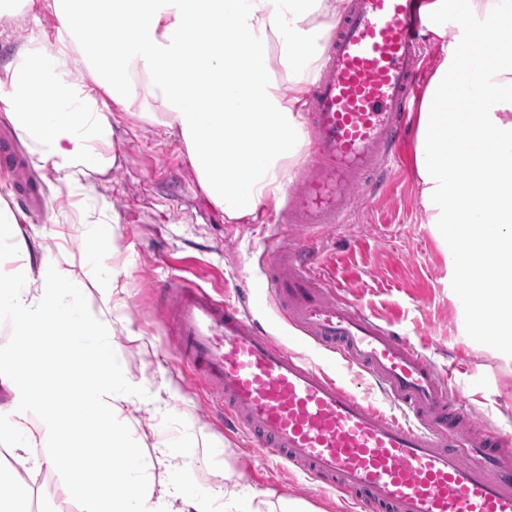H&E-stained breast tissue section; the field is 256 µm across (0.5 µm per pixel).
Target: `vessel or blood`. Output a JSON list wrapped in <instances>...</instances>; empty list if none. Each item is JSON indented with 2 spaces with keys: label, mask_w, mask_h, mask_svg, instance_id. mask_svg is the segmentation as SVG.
Masks as SVG:
<instances>
[{
  "label": "vessel or blood",
  "mask_w": 512,
  "mask_h": 512,
  "mask_svg": "<svg viewBox=\"0 0 512 512\" xmlns=\"http://www.w3.org/2000/svg\"><path fill=\"white\" fill-rule=\"evenodd\" d=\"M429 0H350L308 103L310 149L264 252L262 288L289 324L374 381L388 413L238 306L167 283L179 356L203 364L224 417L259 450L359 512H512V448L449 377L318 272L344 223L400 152Z\"/></svg>",
  "instance_id": "obj_1"
}]
</instances>
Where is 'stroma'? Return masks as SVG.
I'll list each match as a JSON object with an SVG mask.
<instances>
[{"label": "stroma", "instance_id": "obj_1", "mask_svg": "<svg viewBox=\"0 0 512 512\" xmlns=\"http://www.w3.org/2000/svg\"><path fill=\"white\" fill-rule=\"evenodd\" d=\"M57 21L47 11L17 20L0 17V65L15 44H51ZM117 157L107 180H91L75 198L55 200L0 117V147L17 162H0L1 199L11 210H25L27 184L45 207L28 211L22 224L27 242L49 246L62 269L83 279L90 309L100 304L99 273L85 267L91 244L62 213L75 203L107 206L119 222L116 245L102 264L117 272L115 296L125 304L112 350L124 388L136 405L130 417L156 426L140 441L145 453L154 444L169 446L186 459L183 478L201 490L223 486L225 469L240 474L241 490L276 495L311 504L316 512H350L336 493L323 490L304 474L272 458L256 464L248 442L224 426V413L213 402L200 371L177 357V338L162 310V289L174 278L190 280L220 299L236 300L237 291L265 277L264 251L278 208L269 202L260 224H229L201 192L180 141L166 128L135 114L116 113ZM416 131L407 127L388 188L359 202L346 224L326 242L325 275L351 302L395 324L440 370L451 376L455 392L472 411L512 437V357L470 330L471 301L448 284V260L418 203L414 166ZM64 468L42 470L30 512H81L64 493Z\"/></svg>", "mask_w": 512, "mask_h": 512}]
</instances>
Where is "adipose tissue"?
<instances>
[{"mask_svg": "<svg viewBox=\"0 0 512 512\" xmlns=\"http://www.w3.org/2000/svg\"><path fill=\"white\" fill-rule=\"evenodd\" d=\"M344 0H23L26 12L52 7L64 37L57 48L14 46L0 67V116L12 126L54 196L90 176L105 177L115 156V112L179 137L207 199L227 221L256 223L291 180L307 146L304 108L341 18ZM446 48L416 114L419 204L448 258L453 285L475 305L512 311V0H432ZM237 50H221L223 31ZM90 71L78 82L73 71ZM250 131L254 146L235 136ZM496 192L490 218L481 202ZM21 217L0 208V247L21 263L0 273V316L12 337L0 344V387L24 389L35 421L0 428L16 467L0 466V512L30 500L37 474L64 464L66 490L83 512H312L310 504L241 497L240 476L201 492L177 480L185 461L166 449L142 454L120 418L129 399L112 355L123 305L105 290L87 313L85 284L60 269L48 248L38 262ZM507 243L499 280L470 277L467 256Z\"/></svg>", "mask_w": 512, "mask_h": 512, "instance_id": "obj_1", "label": "adipose tissue"}]
</instances>
